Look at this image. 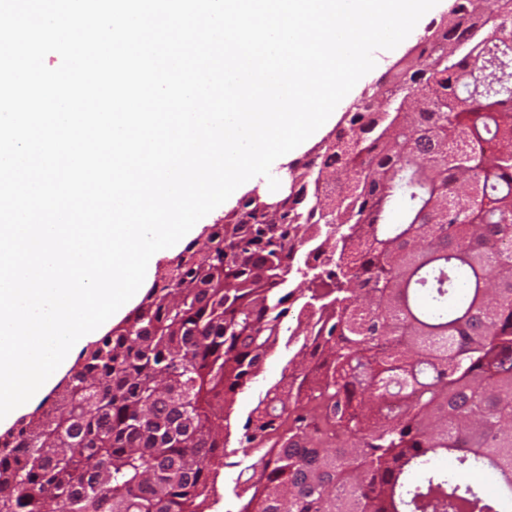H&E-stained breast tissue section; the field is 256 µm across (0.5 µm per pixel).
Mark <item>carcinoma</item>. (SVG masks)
<instances>
[{
  "mask_svg": "<svg viewBox=\"0 0 512 512\" xmlns=\"http://www.w3.org/2000/svg\"><path fill=\"white\" fill-rule=\"evenodd\" d=\"M496 62L512 74V0H453L278 210L250 199L188 245L0 439V512H205L236 395L285 331L238 512H512V81L466 88Z\"/></svg>",
  "mask_w": 512,
  "mask_h": 512,
  "instance_id": "obj_1",
  "label": "carcinoma"
}]
</instances>
